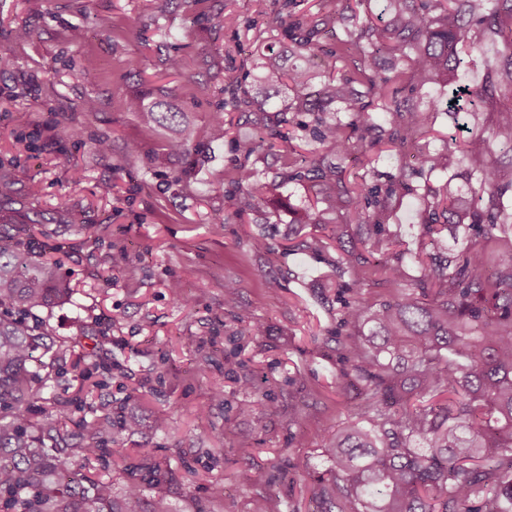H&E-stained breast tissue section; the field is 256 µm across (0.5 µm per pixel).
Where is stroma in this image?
<instances>
[{
  "mask_svg": "<svg viewBox=\"0 0 512 512\" xmlns=\"http://www.w3.org/2000/svg\"><path fill=\"white\" fill-rule=\"evenodd\" d=\"M323 6L335 10L340 36L387 19L386 0H362L353 12L342 0H302L299 10ZM278 10L276 0H0V157L14 161L22 212L53 218L66 194L86 226L32 241L36 251L64 258L73 295L53 308L48 329L82 358L79 368L52 374L46 392L73 412L76 370L95 375L118 363L93 402L139 419V432L124 445L153 463L158 479L144 482V494L164 493L170 512H250L259 494L270 495L278 512H308L316 478L329 467L321 449L354 409L343 348L351 329L340 323L335 289L324 286L336 258L349 263L344 283L361 285L347 298L367 305L396 294L368 262L381 243L414 282L424 275L422 252L452 255L472 242L490 268L512 260V223L488 236L445 224L436 241L423 237V196L447 177L421 169L400 148L382 153L368 178L394 191L378 228L349 222L332 200H314L308 180L284 178L285 162L303 149L347 174L360 171L355 158L373 135L348 112L340 115L348 159L336 160L302 132L276 142L250 159L274 184L272 202L246 218L232 216L218 185L233 171L236 143L230 136L209 142V122L224 100L225 72L248 66ZM20 27L31 37L16 39ZM76 28L83 33L77 42L70 38ZM173 56L184 62L181 74L167 70ZM454 95L440 84L411 93L416 105L435 109L428 149H445L453 138L486 160L512 162L493 139L499 111L512 100L488 95L455 115L447 110ZM135 96L188 112L197 141L190 155H168L170 130L145 126L128 107ZM90 100L92 112L85 109ZM101 138L110 141L109 153L98 152ZM132 141L139 145L133 156L126 151ZM106 181L108 197L100 193ZM313 203L342 225L340 244L284 252L296 211ZM255 237L268 252H254ZM115 247L129 253L127 265L112 261ZM173 281L185 302L172 299ZM228 282L238 286L231 308L224 304ZM243 319L264 323L262 335H238ZM102 329L111 338L104 346ZM254 373L264 376L269 401L243 414L249 395L238 381ZM219 388L220 404L212 400ZM203 405L209 412L201 417ZM158 415L167 418V432H155Z\"/></svg>",
  "mask_w": 512,
  "mask_h": 512,
  "instance_id": "obj_1",
  "label": "stroma"
}]
</instances>
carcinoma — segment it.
I'll list each match as a JSON object with an SVG mask.
<instances>
[{
    "label": "carcinoma",
    "mask_w": 512,
    "mask_h": 512,
    "mask_svg": "<svg viewBox=\"0 0 512 512\" xmlns=\"http://www.w3.org/2000/svg\"><path fill=\"white\" fill-rule=\"evenodd\" d=\"M298 0H283L278 16L251 55L250 67L224 75L230 93L223 107L233 112H266V99L254 88L283 87L293 96L275 108L280 119L270 125L272 136L288 139L281 127L292 125L310 133L338 157L349 151L342 124L323 118L332 105L353 113L354 125L377 129V140L403 147L431 130L428 110L411 104L396 84L411 87L455 81L463 58L458 44L475 24L492 38L512 48V0H388L390 20L381 27L366 25L349 32L336 49L321 39L336 36V18L327 11L298 15ZM302 59L288 67L275 50L283 41ZM338 77L321 79L319 68L334 69ZM407 65L393 76L386 65ZM366 91L356 93L353 84ZM378 106L389 128L376 124L369 111ZM150 127L174 123L182 116L141 101L130 103ZM312 120H295L288 113ZM497 124L500 149L512 153V107ZM255 129L237 139L240 157L236 177L226 197L233 214L242 216L266 201L271 184L262 181L250 158L265 146ZM229 132L222 112L212 115L209 139L224 141ZM194 131L185 126L168 145L171 153L193 149ZM470 173L478 188L462 195L448 176L433 202L422 210L421 233L431 239L438 222L464 224L488 234L502 223L512 190V165L505 167L470 154ZM430 172L450 168L448 152L419 154ZM288 178L305 177L314 195L336 202L356 224H373L372 210L386 209L390 193L368 184L366 175L333 182L320 175L319 160L300 154L290 163ZM14 193L11 165L0 162V200ZM59 221L82 231L67 200L58 201ZM298 224L324 226L323 213L305 209ZM58 260L28 248L10 225L0 224V508L4 512H167L163 499L144 507V489L132 480L123 497L115 500L112 484L85 473L98 443L111 439L113 455L123 456L122 434L139 430L135 418H114L77 404L82 412L78 432L69 418L55 410L45 396V378L35 367V353H52V363L66 360L67 350L52 349L48 331L37 312L69 298L71 287ZM385 281L398 294L371 306L342 303L340 322L353 328L346 350L351 362L347 375L359 391L357 411L325 446L330 459L326 475L318 477L312 512H512V260L489 272L482 249L468 245L454 256L432 257L421 280L407 287L402 265L385 259L378 263ZM42 402V419L34 422L31 408Z\"/></svg>",
    "instance_id": "obj_1"
}]
</instances>
